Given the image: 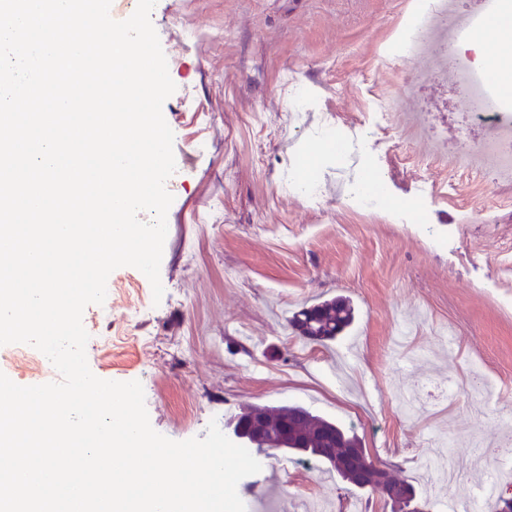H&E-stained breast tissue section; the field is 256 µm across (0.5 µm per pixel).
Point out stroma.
<instances>
[{
	"label": "stroma",
	"instance_id": "35a3bbf8",
	"mask_svg": "<svg viewBox=\"0 0 512 512\" xmlns=\"http://www.w3.org/2000/svg\"><path fill=\"white\" fill-rule=\"evenodd\" d=\"M414 0H157L151 13L175 92L163 104L180 183L167 213L154 301L125 266L86 306L104 380L140 381L150 423L182 441L231 434L249 404L296 403L352 430L389 476L422 487L433 442L460 475L453 512L496 474L512 497V186L461 183L450 159L421 170L432 142L374 94L405 89L411 64H384ZM417 93L446 142L459 136L450 86ZM308 104L300 112L297 96ZM206 153L193 152L197 141ZM311 174L320 199L301 193ZM456 185L460 207L442 197ZM350 298L352 328L322 346L288 325L302 306ZM107 321H99V309ZM480 365L490 389L478 392ZM237 487L246 512H388L321 465L278 450Z\"/></svg>",
	"mask_w": 512,
	"mask_h": 512
}]
</instances>
